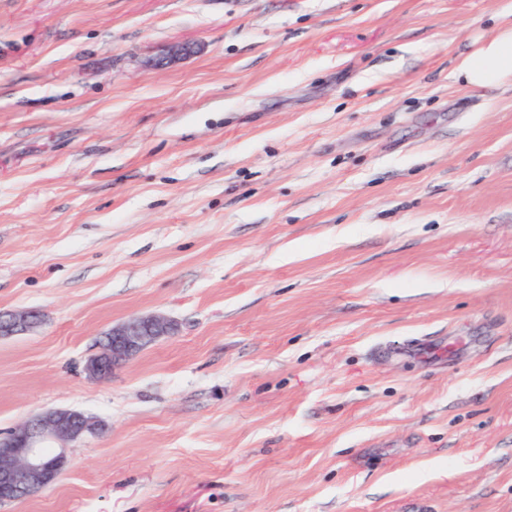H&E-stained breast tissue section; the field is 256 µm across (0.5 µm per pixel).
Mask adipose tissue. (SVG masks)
<instances>
[{
    "instance_id": "obj_1",
    "label": "adipose tissue",
    "mask_w": 512,
    "mask_h": 512,
    "mask_svg": "<svg viewBox=\"0 0 512 512\" xmlns=\"http://www.w3.org/2000/svg\"><path fill=\"white\" fill-rule=\"evenodd\" d=\"M492 36L455 64V82L471 89L512 84V0Z\"/></svg>"
}]
</instances>
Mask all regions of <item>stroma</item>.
Returning a JSON list of instances; mask_svg holds the SVG:
<instances>
[{
  "instance_id": "stroma-1",
  "label": "stroma",
  "mask_w": 512,
  "mask_h": 512,
  "mask_svg": "<svg viewBox=\"0 0 512 512\" xmlns=\"http://www.w3.org/2000/svg\"><path fill=\"white\" fill-rule=\"evenodd\" d=\"M504 2L0 0V434L106 425L0 512H512ZM503 21L492 36L455 64V82L471 89L512 84V3L502 11ZM41 316L34 310H10L0 312V337L14 336L36 329ZM177 330L174 320L159 315L135 316L112 326L106 341L99 343V351L83 365L90 379L102 380L122 362L130 359L164 336H172Z\"/></svg>"
}]
</instances>
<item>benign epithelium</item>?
Returning <instances> with one entry per match:
<instances>
[{"mask_svg": "<svg viewBox=\"0 0 512 512\" xmlns=\"http://www.w3.org/2000/svg\"><path fill=\"white\" fill-rule=\"evenodd\" d=\"M41 316L34 310L0 312V337L36 329ZM177 330L174 320L159 315L135 316L112 327L99 351L83 365L90 379L102 380L122 362ZM104 429L101 421L81 411L57 408L38 413L0 437V503L33 495L62 473L64 449Z\"/></svg>", "mask_w": 512, "mask_h": 512, "instance_id": "1", "label": "benign epithelium"}]
</instances>
